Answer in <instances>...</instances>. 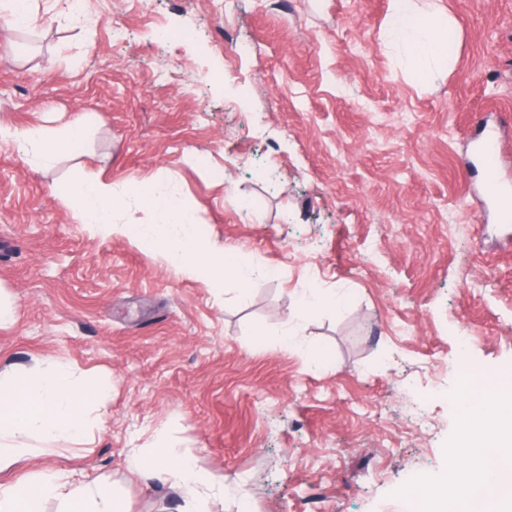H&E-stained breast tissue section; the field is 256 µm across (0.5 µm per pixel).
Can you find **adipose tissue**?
Wrapping results in <instances>:
<instances>
[{"instance_id": "ef3b65f1", "label": "adipose tissue", "mask_w": 512, "mask_h": 512, "mask_svg": "<svg viewBox=\"0 0 512 512\" xmlns=\"http://www.w3.org/2000/svg\"><path fill=\"white\" fill-rule=\"evenodd\" d=\"M390 2V35L395 42L409 43L413 71L420 75L429 65L443 62L447 43L429 34L428 28L433 24L447 28V19L430 21L413 7L412 0ZM83 136L78 120L55 135L35 126H0V141L24 143L26 162L36 171L52 166L59 155L76 151ZM63 198L81 223L164 254L171 265L197 276L229 278L243 284L252 273L240 254L216 249L199 232L194 212L166 184L150 183L131 200L170 225L175 231L171 237L120 223L117 213L130 199L110 182L74 179ZM467 371L473 383L455 400L460 446L441 474L421 478L417 512H512V372H489L472 364ZM104 397V388L79 384L64 363L35 370L21 379L0 377V469L25 454L24 448L13 442L16 434H33L45 442L87 438L93 425L91 411ZM142 471L182 491L181 512H210L211 499L224 492L223 474L200 476L191 457L178 454L161 439L145 453ZM47 501L57 502V512H123L116 491L96 481L74 480L66 472L0 483V512H42Z\"/></svg>"}]
</instances>
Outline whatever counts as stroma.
Listing matches in <instances>:
<instances>
[{
    "label": "stroma",
    "instance_id": "35a3bbf8",
    "mask_svg": "<svg viewBox=\"0 0 512 512\" xmlns=\"http://www.w3.org/2000/svg\"><path fill=\"white\" fill-rule=\"evenodd\" d=\"M417 3L453 27L426 78L389 0H90L74 24L31 0L37 42L0 30V125L85 129L42 172L0 142V369L107 390L92 443L21 437L7 479L74 470L178 512L136 474L161 435L223 473L210 512H409L457 447L462 369L512 365V223L470 160L499 127L512 184V0ZM82 175L174 187L253 263L245 292L78 223L56 190ZM311 286L344 306L303 313Z\"/></svg>",
    "mask_w": 512,
    "mask_h": 512
}]
</instances>
